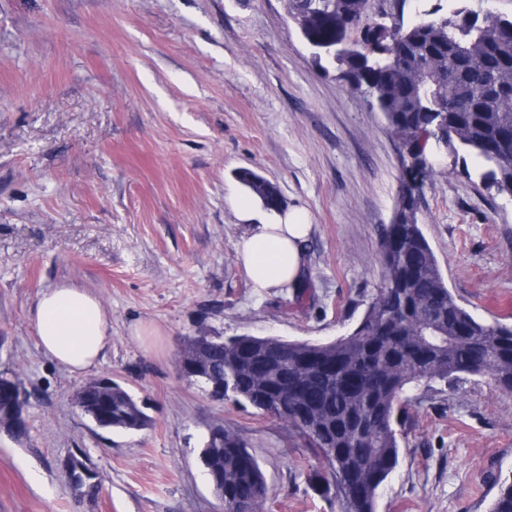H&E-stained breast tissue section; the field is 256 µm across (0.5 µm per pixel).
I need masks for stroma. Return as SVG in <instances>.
Returning <instances> with one entry per match:
<instances>
[{"mask_svg":"<svg viewBox=\"0 0 512 512\" xmlns=\"http://www.w3.org/2000/svg\"><path fill=\"white\" fill-rule=\"evenodd\" d=\"M308 212L304 296L256 291L235 245L238 171ZM419 218L449 290L512 326V199L445 157ZM402 171L380 112L316 66L283 0H0V375L27 394L22 434L0 431V512H224L200 461L214 424L258 458V512H336L288 423L182 376L185 337L327 342L382 286L380 243ZM93 291L110 320L102 359L73 374L37 346L46 288ZM159 335L137 337V325ZM122 385L146 430L97 427L75 405ZM399 463L377 512H488L512 478V391L490 377L408 390ZM83 457L96 495L68 477Z\"/></svg>","mask_w":512,"mask_h":512,"instance_id":"obj_1","label":"stroma"}]
</instances>
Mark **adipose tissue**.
<instances>
[{"label":"adipose tissue","mask_w":512,"mask_h":512,"mask_svg":"<svg viewBox=\"0 0 512 512\" xmlns=\"http://www.w3.org/2000/svg\"><path fill=\"white\" fill-rule=\"evenodd\" d=\"M313 226L307 213L276 210L251 225L236 245L237 261L254 288H294L306 274L305 246ZM39 348L73 373L95 366L108 344L109 316L92 291L60 284L45 289L32 314Z\"/></svg>","instance_id":"1"}]
</instances>
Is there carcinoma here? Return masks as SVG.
I'll use <instances>...</instances> for the list:
<instances>
[{"label":"carcinoma","mask_w":512,"mask_h":512,"mask_svg":"<svg viewBox=\"0 0 512 512\" xmlns=\"http://www.w3.org/2000/svg\"><path fill=\"white\" fill-rule=\"evenodd\" d=\"M382 0H287L288 16L322 33L343 28L348 42L326 64L337 79L367 95L399 143L416 152L421 181L434 172L435 146L471 158L481 179L502 194L512 191V17L489 7L442 0L415 11L393 28ZM447 112L452 122L438 121ZM246 188L279 209L275 186L251 171L239 173ZM420 201L399 200L395 223L381 242L383 286L356 328L324 343L250 335L188 336L183 352L198 356L195 381L224 382V398L247 401L292 427L326 461L325 492L337 512H376L379 488L394 472L400 442L402 394L431 380L490 376L512 391V327L478 320L448 289L419 222ZM298 370L307 398L288 392ZM305 406L304 416L294 411ZM106 416L101 427L137 432L149 419L117 383L85 414ZM224 471V512H256L265 494L257 458L231 430L207 437L201 450ZM489 512H512V481L497 482Z\"/></svg>","instance_id":"obj_1"}]
</instances>
